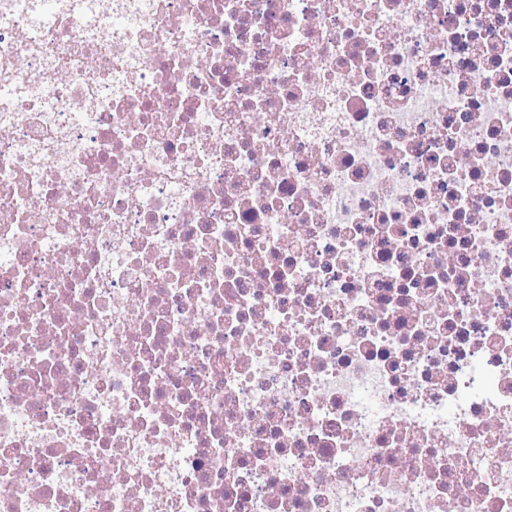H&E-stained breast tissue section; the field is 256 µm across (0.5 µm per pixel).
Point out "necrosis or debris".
Instances as JSON below:
<instances>
[{
	"label": "necrosis or debris",
	"mask_w": 512,
	"mask_h": 512,
	"mask_svg": "<svg viewBox=\"0 0 512 512\" xmlns=\"http://www.w3.org/2000/svg\"><path fill=\"white\" fill-rule=\"evenodd\" d=\"M0 512H512V0H0Z\"/></svg>",
	"instance_id": "necrosis-or-debris-1"
}]
</instances>
